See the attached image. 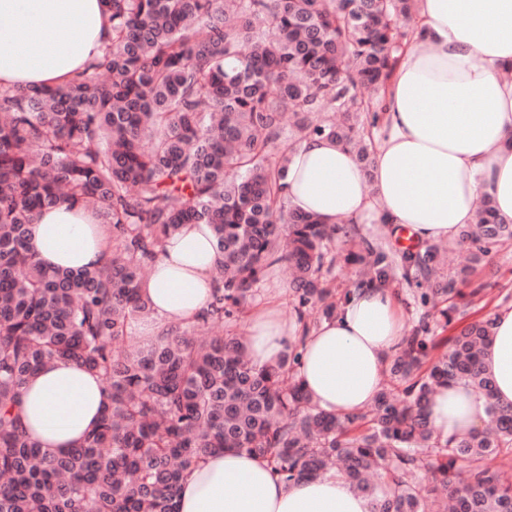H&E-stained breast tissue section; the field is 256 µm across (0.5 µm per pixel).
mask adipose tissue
I'll use <instances>...</instances> for the list:
<instances>
[{
    "label": "adipose tissue",
    "instance_id": "ef3b65f1",
    "mask_svg": "<svg viewBox=\"0 0 512 512\" xmlns=\"http://www.w3.org/2000/svg\"><path fill=\"white\" fill-rule=\"evenodd\" d=\"M408 50L385 101L382 135L370 175L350 148L324 137L292 154L283 197L290 209L324 223L395 224L417 243L452 237L490 198L512 219V0H417ZM112 25L101 0H0V83L27 87L68 81L109 44ZM109 232L91 210L42 212L31 244L50 272L105 263ZM206 224L183 225L169 238L142 292L161 328L190 323L208 309L222 262ZM485 362L501 404L512 403V305L495 310ZM407 334L392 288L354 289L336 315L302 332L277 300L252 309L247 354L275 366L299 349L296 378L321 409L355 413L380 391L389 360ZM24 424L49 453L70 450L95 425L106 394L99 378L58 360L21 393ZM436 436L448 440L480 428L487 401L471 388L437 389L428 408ZM176 512H371L368 497L343 475L291 484L266 460L244 451L207 456L182 481Z\"/></svg>",
    "mask_w": 512,
    "mask_h": 512
}]
</instances>
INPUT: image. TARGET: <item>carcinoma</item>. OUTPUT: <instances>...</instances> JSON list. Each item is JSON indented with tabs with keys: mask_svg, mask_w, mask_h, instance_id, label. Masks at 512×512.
Instances as JSON below:
<instances>
[{
	"mask_svg": "<svg viewBox=\"0 0 512 512\" xmlns=\"http://www.w3.org/2000/svg\"><path fill=\"white\" fill-rule=\"evenodd\" d=\"M112 42L68 83L0 86V512H175L182 478L211 453L265 458L283 481L343 474L372 512H512V404L494 401L483 365L493 321L458 326L462 269L438 282L453 334L422 321L390 362L391 382L363 411L312 404L299 355L248 360L240 336L196 330L241 314L270 267L291 270L303 309L331 317L324 287L341 228L286 208L290 154L326 136L375 161L394 73L411 39L415 0H102ZM365 87L364 98L357 90ZM81 205L109 226L102 267L43 271L30 249L40 212ZM184 224H209L224 261L210 308L139 350L133 324L151 313L140 288ZM512 243V220L488 199L457 244L484 265ZM361 281L388 256L363 240ZM429 278L441 249L405 258ZM70 360L99 376L108 403L81 444L41 451L23 428L20 394L36 371ZM463 383L489 403L487 426L441 442L426 414L433 390ZM499 458L503 465L489 461Z\"/></svg>",
	"mask_w": 512,
	"mask_h": 512,
	"instance_id": "cac0c4a2",
	"label": "carcinoma"
}]
</instances>
